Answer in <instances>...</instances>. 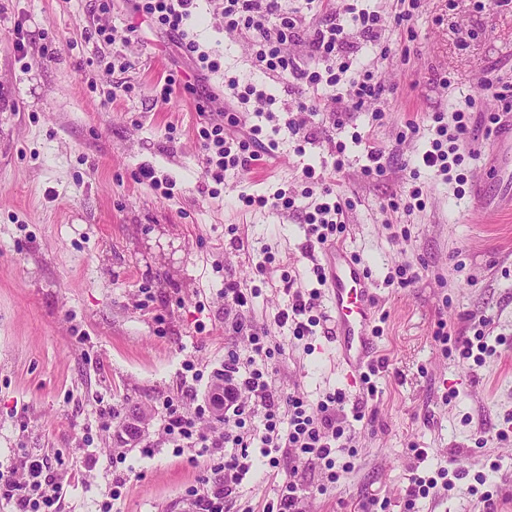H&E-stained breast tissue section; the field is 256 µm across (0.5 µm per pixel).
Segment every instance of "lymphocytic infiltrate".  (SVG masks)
<instances>
[{"instance_id": "1", "label": "lymphocytic infiltrate", "mask_w": 512, "mask_h": 512, "mask_svg": "<svg viewBox=\"0 0 512 512\" xmlns=\"http://www.w3.org/2000/svg\"><path fill=\"white\" fill-rule=\"evenodd\" d=\"M195 7V0H137L135 9L160 31L177 37L195 72L215 73L221 68L219 57L191 38L187 29ZM223 14L226 30L251 32L259 69L294 75L306 86V93L294 101L297 111L316 110V90L336 87L351 67L343 24L332 21L315 29L310 41L312 63L304 69L281 50L285 43L297 41L302 29L301 17L288 13L283 0H224ZM433 121L434 139L423 162L447 176L463 161L460 148L466 142L471 115L456 112L451 127L444 124L441 115H434ZM237 124V117L232 115L226 124H209L199 130L204 163L215 181H223L227 170H247L263 153L275 148L274 142L264 141L260 126L240 134ZM302 177L305 194H312L314 186L322 188L320 203L306 215L305 232L318 243L331 242L342 230V205L315 168L304 167ZM319 297L316 288L294 292L291 303L275 314V321L290 325L296 337L312 335L321 322ZM232 330L246 336L249 348L243 356L229 353L224 362V377L217 385L224 397L223 419H216L201 406L188 409L179 400L163 403L162 430L174 447L225 455L219 464L223 479L190 489L188 512H224L225 498L232 495L253 465V442H260L263 463L269 468H279L285 457L316 461L323 464L333 481L338 476L336 451L349 441L340 416L344 393H327L313 405L296 393L284 391L275 385L265 364L271 355L265 328L237 322ZM256 418L262 419L264 426L258 438L245 430ZM62 496L63 486L52 474L45 455L32 453L19 464L0 465V497L14 502L17 512H59Z\"/></svg>"}]
</instances>
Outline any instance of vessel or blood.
Segmentation results:
<instances>
[{
  "mask_svg": "<svg viewBox=\"0 0 512 512\" xmlns=\"http://www.w3.org/2000/svg\"><path fill=\"white\" fill-rule=\"evenodd\" d=\"M473 209L512 211V117L493 133V151L485 176L469 189ZM319 265L325 275L327 317L332 326L336 358L348 385L360 384L376 365L375 335L379 298L366 261L344 244H324Z\"/></svg>",
  "mask_w": 512,
  "mask_h": 512,
  "instance_id": "vessel-or-blood-1",
  "label": "vessel or blood"
}]
</instances>
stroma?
<instances>
[{
    "instance_id": "1",
    "label": "stroma",
    "mask_w": 512,
    "mask_h": 512,
    "mask_svg": "<svg viewBox=\"0 0 512 512\" xmlns=\"http://www.w3.org/2000/svg\"><path fill=\"white\" fill-rule=\"evenodd\" d=\"M420 2L406 31L394 23L406 0H288L307 29L347 24L353 69L384 87L381 99L340 111L346 74L319 109L290 113L293 78L255 65L251 35L225 31L218 0H199L191 31L220 55V71L165 102L156 91L184 74L185 60L173 37L140 23L134 0H110L105 12L98 0H0V463L47 455L64 487L60 512H98L119 477L127 489L117 512H187V488L219 479L213 459L173 448L160 417L167 398L191 409L207 402L227 352L247 344L227 332L239 318L279 344L268 368L282 389L312 404L334 390L346 396L352 440L336 456L354 467L332 484L317 463L300 464L305 485L327 486L303 512H477L470 488L479 474L498 512H512V214L473 212L455 181L418 163L437 112L448 120L469 110L471 143H489L484 118L498 103L488 83L512 84V9ZM352 6L380 17V42L349 26ZM135 22L137 39L124 42ZM100 27L111 40L98 38ZM233 82L274 96L270 113L250 106L238 118L240 130L261 126L276 149L218 184L198 130L225 122L223 102L209 95ZM372 147L385 168L373 179L363 174ZM339 153L340 239L366 259L380 297L381 364L368 389L346 385L329 323L298 340L274 320L290 291L316 285L320 246L303 225L320 197L303 196L301 171L331 167ZM143 166L172 179V195L140 183ZM284 184L294 209L240 200ZM415 189L421 206L391 208ZM406 264L415 283L387 285ZM229 280L259 288L250 307L226 309ZM479 319L505 343L477 365L453 339ZM188 362L198 373L191 382ZM136 411L140 437L124 439ZM120 451L126 462L116 468ZM442 466L463 479L405 510L409 476ZM287 478V466L274 474L253 464L224 512H261Z\"/></svg>"
}]
</instances>
